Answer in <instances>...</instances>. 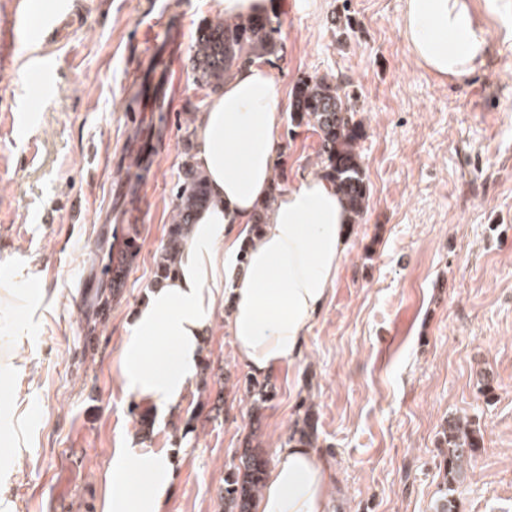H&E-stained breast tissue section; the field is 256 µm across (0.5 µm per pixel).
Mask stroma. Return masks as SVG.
Returning <instances> with one entry per match:
<instances>
[{"label": "stroma", "mask_w": 512, "mask_h": 512, "mask_svg": "<svg viewBox=\"0 0 512 512\" xmlns=\"http://www.w3.org/2000/svg\"><path fill=\"white\" fill-rule=\"evenodd\" d=\"M472 0L486 65L443 80L402 34L404 0H284L266 58L290 107L297 83L327 76L364 134L370 197L300 357L266 382L251 415L250 373L218 305L197 378L178 411L124 394L113 369L129 316L154 284L171 222L187 127L211 91L184 76L169 98L163 38L186 45L221 15L218 0H48L34 13L61 32L23 40L16 0H0V279L31 275L38 313L18 347L14 392L27 441L9 464L16 512H98L111 451L131 441L181 449L168 512H220L219 491L250 433L276 460L306 413L331 472L329 512H434L445 447L464 417L483 443L458 512H512V11ZM154 69L140 70L144 51ZM52 66L42 81L38 66ZM141 113L128 122L130 113ZM141 249L106 317L94 299L115 245L112 197L153 134ZM285 184L317 172L318 137L284 119Z\"/></svg>", "instance_id": "35a3bbf8"}]
</instances>
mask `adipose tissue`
<instances>
[{
    "label": "adipose tissue",
    "instance_id": "ef3b65f1",
    "mask_svg": "<svg viewBox=\"0 0 512 512\" xmlns=\"http://www.w3.org/2000/svg\"><path fill=\"white\" fill-rule=\"evenodd\" d=\"M402 30L411 52L443 79H464L485 64L487 32L470 0H405ZM283 107L262 61L242 66L197 113L195 166L212 204L197 213L178 269L150 288L135 309L114 362L128 395L166 413L193 385L213 326L218 298L228 300L226 331L241 363L265 376L295 361L328 299L350 238L338 189L316 177L289 186L252 234L253 215L272 189ZM15 277L0 289V460L24 445V419L10 405L15 370L11 347L37 314ZM178 460L173 451L140 444L113 449L103 475L101 512H166ZM330 475L311 448L281 449L253 512H327Z\"/></svg>",
    "mask_w": 512,
    "mask_h": 512
}]
</instances>
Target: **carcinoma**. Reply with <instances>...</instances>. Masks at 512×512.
I'll return each mask as SVG.
<instances>
[{
    "mask_svg": "<svg viewBox=\"0 0 512 512\" xmlns=\"http://www.w3.org/2000/svg\"><path fill=\"white\" fill-rule=\"evenodd\" d=\"M276 29L271 21L260 22L243 16H226L211 25L195 40L191 56V74L200 87L216 91L241 66L275 52ZM293 120L311 128L319 138V172L339 187L352 219L361 217L368 204L369 189L364 181L361 153L362 124L355 119L347 96L325 77H311L298 82L293 101ZM210 203L206 176L193 164H183L165 241L155 261V278H168L176 269L184 241L193 224V216ZM123 244L118 254L108 258L103 267L105 285L120 286L121 268L137 258L141 245L137 225L121 227ZM316 419L307 414L302 426L288 437V443L312 447ZM443 445L448 448L444 460L445 493L438 499L436 512H455L454 493L463 484L473 455L483 436L472 423L452 418L442 428ZM268 459L248 439L238 462L224 477L220 492L223 512H252L253 501L265 487Z\"/></svg>",
    "mask_w": 512,
    "mask_h": 512,
    "instance_id": "obj_1",
    "label": "carcinoma"
}]
</instances>
